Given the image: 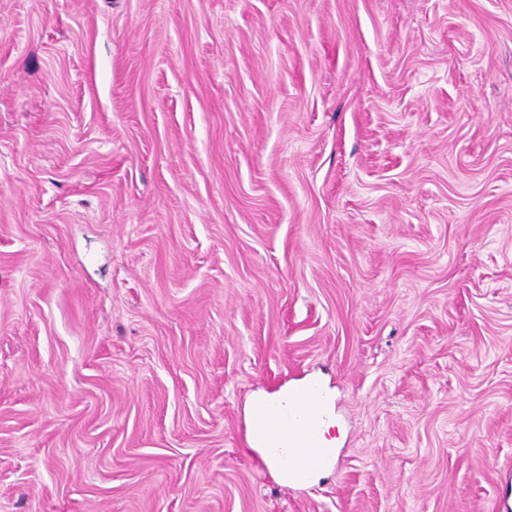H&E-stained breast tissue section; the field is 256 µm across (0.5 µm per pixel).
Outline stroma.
I'll return each mask as SVG.
<instances>
[{
	"mask_svg": "<svg viewBox=\"0 0 512 512\" xmlns=\"http://www.w3.org/2000/svg\"><path fill=\"white\" fill-rule=\"evenodd\" d=\"M320 379L334 466L248 442ZM512 0H0V512H507Z\"/></svg>",
	"mask_w": 512,
	"mask_h": 512,
	"instance_id": "obj_1",
	"label": "stroma"
}]
</instances>
